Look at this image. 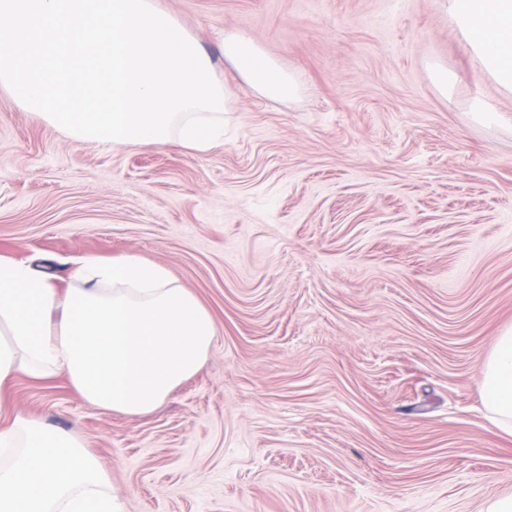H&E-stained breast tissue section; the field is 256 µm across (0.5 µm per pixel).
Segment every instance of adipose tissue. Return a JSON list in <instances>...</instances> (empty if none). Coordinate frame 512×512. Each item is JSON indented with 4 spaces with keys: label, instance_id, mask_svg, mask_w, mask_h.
Returning <instances> with one entry per match:
<instances>
[{
    "label": "adipose tissue",
    "instance_id": "obj_1",
    "mask_svg": "<svg viewBox=\"0 0 512 512\" xmlns=\"http://www.w3.org/2000/svg\"><path fill=\"white\" fill-rule=\"evenodd\" d=\"M448 18L480 74L512 94V0H445ZM221 49L245 84L292 99L297 75L281 69L249 36L231 32ZM74 288L28 260L0 256V388L14 377L62 374L106 413L139 415L162 404L206 359L211 314L168 271L133 256L89 258ZM490 421L512 434V327L481 366ZM0 512H124L106 494V475L70 434L26 418L0 428Z\"/></svg>",
    "mask_w": 512,
    "mask_h": 512
}]
</instances>
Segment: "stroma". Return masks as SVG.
Here are the masks:
<instances>
[{
  "mask_svg": "<svg viewBox=\"0 0 512 512\" xmlns=\"http://www.w3.org/2000/svg\"><path fill=\"white\" fill-rule=\"evenodd\" d=\"M210 53L224 141L76 143L0 92V255L163 266L210 312L199 370L155 410L107 414L65 376L0 389L72 433L127 512H486L512 436L480 370L512 327V95L442 0H157ZM250 36L296 98L246 86ZM451 81L440 88L434 69ZM221 49L245 84L259 94L278 100L297 96L298 76L281 69L249 36L230 32L224 36ZM469 111L472 119L478 124L484 126H497L499 128L512 131L511 118H505L481 98H473L470 101Z\"/></svg>",
  "mask_w": 512,
  "mask_h": 512,
  "instance_id": "1",
  "label": "stroma"
}]
</instances>
